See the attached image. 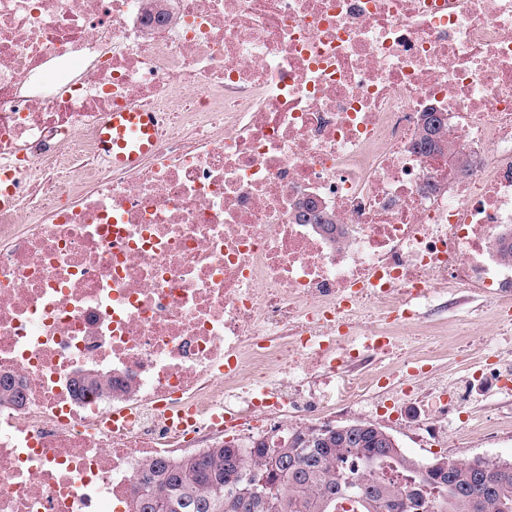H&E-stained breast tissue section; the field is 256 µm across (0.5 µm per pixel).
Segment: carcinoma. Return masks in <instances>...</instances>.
I'll return each instance as SVG.
<instances>
[{"label":"carcinoma","mask_w":512,"mask_h":512,"mask_svg":"<svg viewBox=\"0 0 512 512\" xmlns=\"http://www.w3.org/2000/svg\"><path fill=\"white\" fill-rule=\"evenodd\" d=\"M435 139L461 163L444 126H421V150L432 151ZM296 217L336 239L334 217L314 201L296 208ZM275 485L287 487L276 512H335L342 497L361 500L363 512H416L424 497L433 512H512V472L480 482L463 463H421L359 420L325 432L294 428L278 445L259 439L247 453L226 443L195 457L149 460L133 479L131 512H258L259 494Z\"/></svg>","instance_id":"1"}]
</instances>
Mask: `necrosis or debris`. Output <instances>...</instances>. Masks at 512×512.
<instances>
[{"instance_id": "necrosis-or-debris-1", "label": "necrosis or debris", "mask_w": 512, "mask_h": 512, "mask_svg": "<svg viewBox=\"0 0 512 512\" xmlns=\"http://www.w3.org/2000/svg\"><path fill=\"white\" fill-rule=\"evenodd\" d=\"M135 108L154 152L109 169ZM2 164L0 512H124L149 459L359 406L380 358L414 401L456 287L512 351V0H0ZM159 120L157 112H113L100 133L101 153L114 168L138 167L154 151ZM444 126L440 125L437 128L428 127L427 125H422L419 132L418 145L421 150L425 152L434 151L432 149L433 136H435L438 140V146L436 150L440 147V145H445V149H448L453 156H456V163L459 165L464 157V154L460 151L456 150L455 144L453 140H451L448 132V139L444 136ZM296 217L304 223L317 224L323 229L321 231L324 235L336 241V221L334 217L328 211L319 208L313 200H308L301 207H297L296 203Z\"/></svg>"}]
</instances>
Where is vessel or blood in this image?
Returning <instances> with one entry per match:
<instances>
[{
	"instance_id": "vessel-or-blood-1",
	"label": "vessel or blood",
	"mask_w": 512,
	"mask_h": 512,
	"mask_svg": "<svg viewBox=\"0 0 512 512\" xmlns=\"http://www.w3.org/2000/svg\"><path fill=\"white\" fill-rule=\"evenodd\" d=\"M158 126L155 112L113 113L100 134V151L112 167L136 168L153 153Z\"/></svg>"
}]
</instances>
